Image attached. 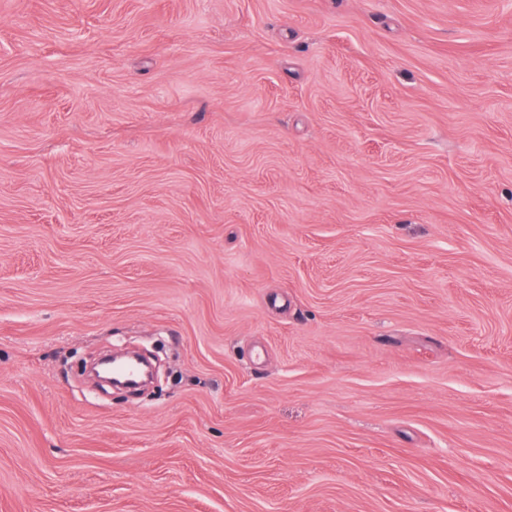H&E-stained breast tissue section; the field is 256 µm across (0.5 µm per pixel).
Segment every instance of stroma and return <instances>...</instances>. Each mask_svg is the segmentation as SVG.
<instances>
[{
    "label": "stroma",
    "instance_id": "stroma-1",
    "mask_svg": "<svg viewBox=\"0 0 512 512\" xmlns=\"http://www.w3.org/2000/svg\"><path fill=\"white\" fill-rule=\"evenodd\" d=\"M0 512H512V0H0Z\"/></svg>",
    "mask_w": 512,
    "mask_h": 512
}]
</instances>
